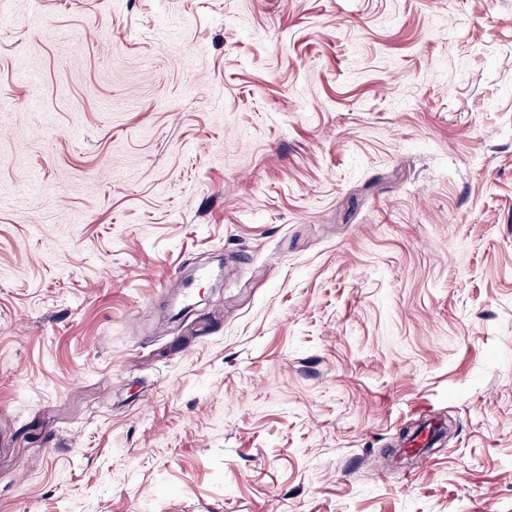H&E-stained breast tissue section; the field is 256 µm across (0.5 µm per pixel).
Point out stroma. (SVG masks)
<instances>
[{
	"mask_svg": "<svg viewBox=\"0 0 512 512\" xmlns=\"http://www.w3.org/2000/svg\"><path fill=\"white\" fill-rule=\"evenodd\" d=\"M0 14V512H512V0Z\"/></svg>",
	"mask_w": 512,
	"mask_h": 512,
	"instance_id": "stroma-1",
	"label": "stroma"
}]
</instances>
